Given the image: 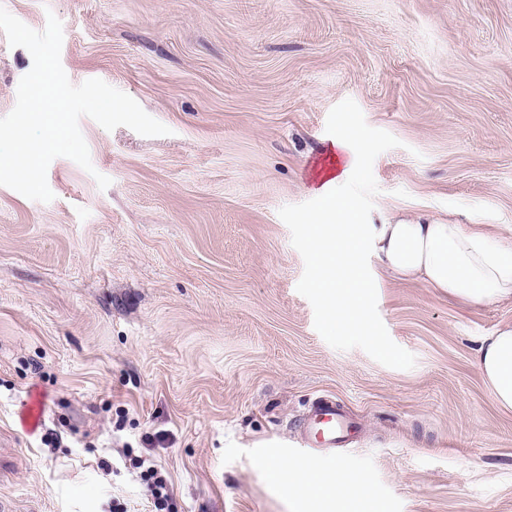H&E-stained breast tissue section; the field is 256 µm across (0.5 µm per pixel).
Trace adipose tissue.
<instances>
[{"mask_svg": "<svg viewBox=\"0 0 512 512\" xmlns=\"http://www.w3.org/2000/svg\"><path fill=\"white\" fill-rule=\"evenodd\" d=\"M361 245L391 278L419 279L469 302L512 297V252L461 225L423 216L390 218L367 225L359 239L344 241L342 247ZM478 365L494 401L512 410V327L485 338Z\"/></svg>", "mask_w": 512, "mask_h": 512, "instance_id": "1", "label": "adipose tissue"}]
</instances>
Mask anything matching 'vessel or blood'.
Wrapping results in <instances>:
<instances>
[{
  "label": "vessel or blood",
  "mask_w": 512,
  "mask_h": 512,
  "mask_svg": "<svg viewBox=\"0 0 512 512\" xmlns=\"http://www.w3.org/2000/svg\"><path fill=\"white\" fill-rule=\"evenodd\" d=\"M298 431L302 439L301 454L307 460L313 450L352 443L361 427L334 399L323 397L300 419Z\"/></svg>",
  "instance_id": "b4317fda"
}]
</instances>
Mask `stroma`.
Instances as JSON below:
<instances>
[{"instance_id":"1","label":"stroma","mask_w":512,"mask_h":512,"mask_svg":"<svg viewBox=\"0 0 512 512\" xmlns=\"http://www.w3.org/2000/svg\"><path fill=\"white\" fill-rule=\"evenodd\" d=\"M63 26L73 84L104 80L170 135L79 121L93 172L54 159L47 203L0 186V499L14 512H512V411L478 367L512 299L474 303L372 268L400 370L338 351L296 285L278 210L316 196L353 99L400 140L371 223L430 213L512 237V0H0ZM29 52L0 32V117ZM110 178L99 189L93 175ZM42 424L19 418L32 398ZM366 429L299 461L318 398ZM356 476L363 493L347 486ZM142 473H145L143 476L149 486L155 507L164 510L165 508L162 507H164L170 499L167 480L159 475L158 471L155 470L153 466H148Z\"/></svg>"}]
</instances>
